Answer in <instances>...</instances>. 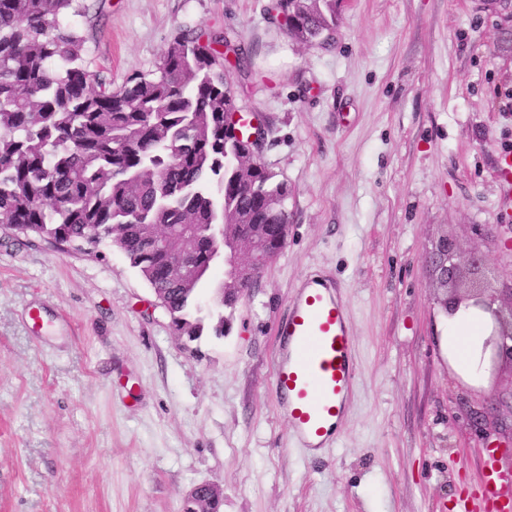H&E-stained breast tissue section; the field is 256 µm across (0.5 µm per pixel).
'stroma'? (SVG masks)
<instances>
[{
    "label": "stroma",
    "mask_w": 512,
    "mask_h": 512,
    "mask_svg": "<svg viewBox=\"0 0 512 512\" xmlns=\"http://www.w3.org/2000/svg\"><path fill=\"white\" fill-rule=\"evenodd\" d=\"M271 0H80L85 64L113 84L154 72L181 30L234 32L240 111L287 183L283 251L179 340L119 250H59L0 228V512H461L488 450L512 471V364L476 385L448 362L437 268L480 250L512 289V0H338L331 43L293 42ZM336 281L357 378L337 442L303 453L273 388L276 326L305 280ZM38 308L40 328L29 326ZM223 497L222 489L212 483H200L194 486L187 498L184 500L185 502L198 504L202 512H214V507L216 504L221 503Z\"/></svg>",
    "instance_id": "stroma-1"
}]
</instances>
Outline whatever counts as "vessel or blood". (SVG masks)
Segmentation results:
<instances>
[{"label":"vessel or blood","mask_w":512,"mask_h":512,"mask_svg":"<svg viewBox=\"0 0 512 512\" xmlns=\"http://www.w3.org/2000/svg\"><path fill=\"white\" fill-rule=\"evenodd\" d=\"M274 391L295 438L324 448L336 436L354 388V336L336 287L308 280L276 327ZM480 512H512V474L488 453L477 490Z\"/></svg>","instance_id":"b4317fda"}]
</instances>
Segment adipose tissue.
I'll return each mask as SVG.
<instances>
[{
    "label": "adipose tissue",
    "mask_w": 512,
    "mask_h": 512,
    "mask_svg": "<svg viewBox=\"0 0 512 512\" xmlns=\"http://www.w3.org/2000/svg\"><path fill=\"white\" fill-rule=\"evenodd\" d=\"M486 336L484 314L459 308L448 317V360L462 374L476 379L482 374L481 349Z\"/></svg>",
    "instance_id": "obj_1"
}]
</instances>
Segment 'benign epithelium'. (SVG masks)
Masks as SVG:
<instances>
[{
  "instance_id": "benign-epithelium-1",
  "label": "benign epithelium",
  "mask_w": 512,
  "mask_h": 512,
  "mask_svg": "<svg viewBox=\"0 0 512 512\" xmlns=\"http://www.w3.org/2000/svg\"><path fill=\"white\" fill-rule=\"evenodd\" d=\"M239 246L245 247L246 257L239 258L235 251L223 262L229 266L230 273H244L249 285L253 286L270 263L269 256L263 240L258 236L241 240ZM455 257V248L450 243L431 255L438 264L441 288L451 290L450 301L455 305H464L490 315V336L486 345L490 347L491 365L495 366L503 359L512 362V300L506 305L498 303L496 289L492 287L491 278L485 274L486 265L480 254L471 256L465 270L461 269ZM222 497L219 486L204 482L191 489L186 501L199 505L200 512H214L215 505L221 503Z\"/></svg>"
}]
</instances>
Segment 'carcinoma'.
Wrapping results in <instances>:
<instances>
[{
  "label": "carcinoma",
  "mask_w": 512,
  "mask_h": 512,
  "mask_svg": "<svg viewBox=\"0 0 512 512\" xmlns=\"http://www.w3.org/2000/svg\"><path fill=\"white\" fill-rule=\"evenodd\" d=\"M79 0H0V227L24 224L89 252L108 240L153 289L176 335L205 330L200 290L254 224L288 226V185L224 121L233 83L221 35L181 31L151 75L114 88L88 70L69 17ZM309 37L336 31V0H282ZM189 249L168 267L167 246ZM248 287L225 275L213 293L231 308Z\"/></svg>",
  "instance_id": "1"
}]
</instances>
